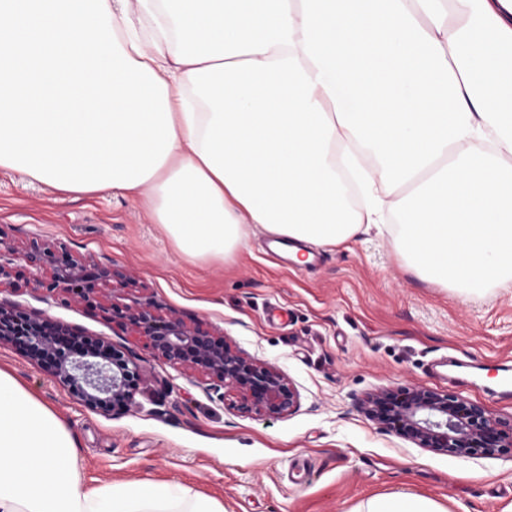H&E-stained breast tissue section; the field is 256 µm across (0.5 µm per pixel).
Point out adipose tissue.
I'll return each mask as SVG.
<instances>
[{"instance_id": "1", "label": "adipose tissue", "mask_w": 512, "mask_h": 512, "mask_svg": "<svg viewBox=\"0 0 512 512\" xmlns=\"http://www.w3.org/2000/svg\"><path fill=\"white\" fill-rule=\"evenodd\" d=\"M0 169L148 208L192 259L396 219L462 294L512 286V0H0ZM0 512H224L83 483L0 369Z\"/></svg>"}]
</instances>
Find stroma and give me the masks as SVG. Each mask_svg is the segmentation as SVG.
<instances>
[{"label":"stroma","mask_w":512,"mask_h":512,"mask_svg":"<svg viewBox=\"0 0 512 512\" xmlns=\"http://www.w3.org/2000/svg\"><path fill=\"white\" fill-rule=\"evenodd\" d=\"M397 232L390 224L321 248L315 266L305 244L296 259L270 256L262 232L234 262L192 260L131 198L67 197L0 170V260L14 269L0 303L128 347L150 377L127 410L107 415L81 406L15 349L0 346V369L65 423L90 489L178 485L224 512H356L394 493L444 512H512V458L437 455L360 411L368 393L412 385L512 418V400L497 394L500 368L512 366V289L465 296L423 280L397 254ZM34 237L56 246L58 262L125 270L134 296L216 325L288 375L298 408L277 419L238 410L207 381L152 359L100 309L46 288L48 273L20 258Z\"/></svg>","instance_id":"35a3bbf8"}]
</instances>
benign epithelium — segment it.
<instances>
[{
    "label": "benign epithelium",
    "mask_w": 512,
    "mask_h": 512,
    "mask_svg": "<svg viewBox=\"0 0 512 512\" xmlns=\"http://www.w3.org/2000/svg\"><path fill=\"white\" fill-rule=\"evenodd\" d=\"M23 260L50 271V290L72 301L91 302L112 322L138 336L150 354L169 366L233 393L237 406L266 418L295 411L299 392L279 368L243 354L213 324L163 313L150 298L125 302L132 278L114 268L70 260L54 264V250L39 238L25 246ZM0 345L20 350L85 408L104 414L130 406L149 377L142 359L112 343L83 336L64 323L0 305ZM365 416L427 451L453 456L509 455L512 419L492 418L480 403L420 387L380 389L360 405Z\"/></svg>",
    "instance_id": "7a95c632"
}]
</instances>
